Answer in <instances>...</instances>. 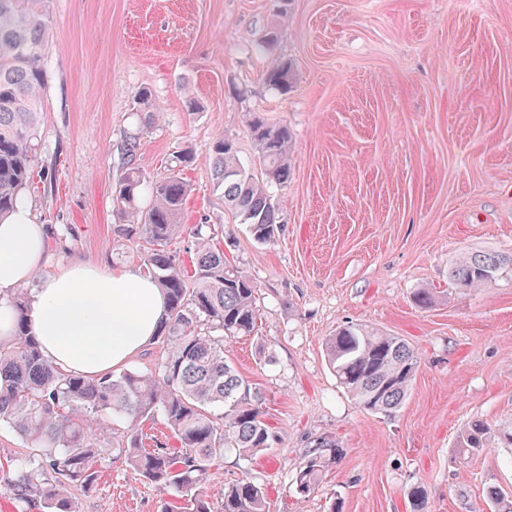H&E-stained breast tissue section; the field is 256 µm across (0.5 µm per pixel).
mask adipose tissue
<instances>
[{
	"mask_svg": "<svg viewBox=\"0 0 512 512\" xmlns=\"http://www.w3.org/2000/svg\"><path fill=\"white\" fill-rule=\"evenodd\" d=\"M47 231L27 200L0 218V335L13 333V291L30 289L28 323L46 359L93 377L119 367L152 340L166 298L139 267L63 263L44 273Z\"/></svg>",
	"mask_w": 512,
	"mask_h": 512,
	"instance_id": "1",
	"label": "adipose tissue"
}]
</instances>
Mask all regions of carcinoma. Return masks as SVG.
Masks as SVG:
<instances>
[{"label": "carcinoma", "mask_w": 512, "mask_h": 512, "mask_svg": "<svg viewBox=\"0 0 512 512\" xmlns=\"http://www.w3.org/2000/svg\"><path fill=\"white\" fill-rule=\"evenodd\" d=\"M50 0H0V218L10 212L34 171L38 117L45 90L44 55L49 39ZM264 83L281 94L292 84L287 62L269 65ZM261 175L238 157L233 139L212 146L217 184L239 222L255 241L270 243L280 230L271 186L291 175L292 133L263 116L249 114ZM189 186L174 171L152 180L126 164L116 183L114 205L121 219H133L119 233L139 234L148 244L144 264L165 292L168 308L156 335L164 348L149 372H106L94 378L68 374L44 358L27 321L28 297L9 299L13 335L0 337V422L29 445V461L7 481L20 507L36 502L46 512H80L71 489H92L105 459L101 438L119 418L126 422L123 449L140 476L192 512H211L201 494L213 465L229 453L250 461L271 447L274 435L261 409V392L224 355V341L251 335L260 320L257 286L247 273L227 264L224 248L203 225L192 230L195 265L187 280L165 246L185 230L181 224ZM148 207H140L143 195ZM512 270V255L492 252L464 257L450 268L461 288H487ZM328 362L340 385L367 412L390 417L405 403L420 365L401 338L363 325H347L326 339ZM160 416L176 446H142L144 421ZM499 445L512 449V424L491 428L473 419L461 431L460 451L475 454ZM339 452L336 438L314 441L296 473L301 493L316 488ZM494 512H512V498L493 487ZM222 512H269L264 488L242 479L224 489Z\"/></svg>", "instance_id": "1"}]
</instances>
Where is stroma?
<instances>
[{
	"mask_svg": "<svg viewBox=\"0 0 512 512\" xmlns=\"http://www.w3.org/2000/svg\"><path fill=\"white\" fill-rule=\"evenodd\" d=\"M277 40L256 53L267 28ZM46 86L34 177L24 192L63 261L140 264L147 245L118 237L121 147L151 179L183 171L187 225L224 231L230 264L255 282L257 333L225 355L263 394L275 439L251 461L226 457L204 487L221 512L225 486L249 479L271 512H484L512 494V450L460 456L467 422L512 423V272L479 290L448 268L466 253H512V0H51ZM291 62L285 95L263 69ZM159 112L143 128L136 94ZM288 125L291 177L272 188L281 229L257 243L224 201L212 145L234 138L253 167L248 115ZM433 289L418 307L417 289ZM359 323L404 338L420 366L394 418L363 410L337 382L325 340ZM122 428L80 512H163L173 497L127 464ZM342 454L308 494L295 471L314 440ZM25 440L0 423V512Z\"/></svg>",
	"mask_w": 512,
	"mask_h": 512,
	"instance_id": "stroma-1",
	"label": "stroma"
}]
</instances>
